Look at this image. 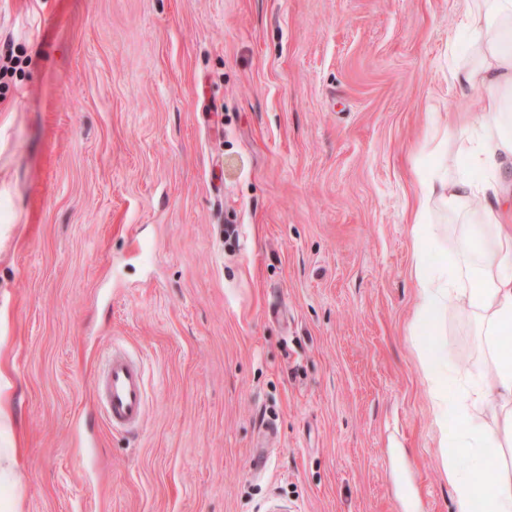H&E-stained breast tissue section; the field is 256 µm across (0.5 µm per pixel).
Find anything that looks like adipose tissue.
I'll use <instances>...</instances> for the list:
<instances>
[{
  "mask_svg": "<svg viewBox=\"0 0 512 512\" xmlns=\"http://www.w3.org/2000/svg\"><path fill=\"white\" fill-rule=\"evenodd\" d=\"M461 24L468 41L453 54L450 79L460 99L476 88L488 96L478 123L461 110L430 132L435 145L454 135L456 175L444 166L416 174L415 329L422 336L434 332L454 308L479 319L494 367L491 381L471 380L469 389L449 396V385L462 373L437 344L422 356L421 371L445 432L442 453L459 512L476 505L482 512H512V465L504 458L512 447V0H470ZM452 216L468 229L441 264H433L425 238ZM487 408L498 415L496 427L479 417ZM491 469L499 479L488 486L481 475Z\"/></svg>",
  "mask_w": 512,
  "mask_h": 512,
  "instance_id": "adipose-tissue-1",
  "label": "adipose tissue"
}]
</instances>
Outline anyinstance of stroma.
Masks as SVG:
<instances>
[{
    "label": "stroma",
    "mask_w": 512,
    "mask_h": 512,
    "mask_svg": "<svg viewBox=\"0 0 512 512\" xmlns=\"http://www.w3.org/2000/svg\"><path fill=\"white\" fill-rule=\"evenodd\" d=\"M466 0H0L5 512H457L412 330ZM144 365L143 426L91 395Z\"/></svg>",
    "instance_id": "stroma-1"
}]
</instances>
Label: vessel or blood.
<instances>
[{
    "label": "vessel or blood",
    "mask_w": 512,
    "mask_h": 512,
    "mask_svg": "<svg viewBox=\"0 0 512 512\" xmlns=\"http://www.w3.org/2000/svg\"><path fill=\"white\" fill-rule=\"evenodd\" d=\"M94 391L112 429L138 428L146 415L144 372L140 362L121 351H113L99 368Z\"/></svg>",
    "instance_id": "1"
}]
</instances>
